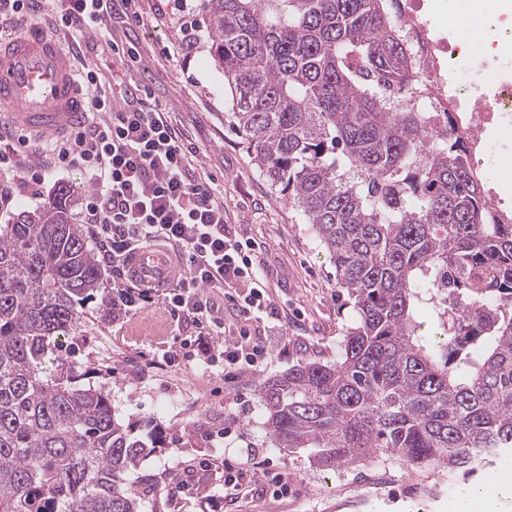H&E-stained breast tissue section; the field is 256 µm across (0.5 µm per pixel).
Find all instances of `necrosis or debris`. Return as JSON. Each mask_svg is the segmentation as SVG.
<instances>
[{"instance_id": "obj_1", "label": "necrosis or debris", "mask_w": 512, "mask_h": 512, "mask_svg": "<svg viewBox=\"0 0 512 512\" xmlns=\"http://www.w3.org/2000/svg\"><path fill=\"white\" fill-rule=\"evenodd\" d=\"M474 15L486 17L493 33L478 73L469 68L466 30L453 22L450 35H439L431 23L434 0H395L399 23L419 62L413 85L398 101L433 114L437 125L462 140L475 178L491 150L492 135L512 130V9L488 15L486 0H461Z\"/></svg>"}]
</instances>
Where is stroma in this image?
I'll list each match as a JSON object with an SVG mask.
<instances>
[{"instance_id":"obj_1","label":"stroma","mask_w":512,"mask_h":512,"mask_svg":"<svg viewBox=\"0 0 512 512\" xmlns=\"http://www.w3.org/2000/svg\"><path fill=\"white\" fill-rule=\"evenodd\" d=\"M168 0H139L143 25L112 16L106 26L72 39L56 22L54 0H45L39 22L63 43H78L79 66L95 65L99 87L112 83L110 42L134 45L124 80L147 88L162 111L184 133L188 146L224 197V219L261 246L273 317L252 323L271 353L260 375L225 381L220 370L194 361L167 363V351L189 336V321L171 311L167 291L153 303L106 319L98 299L82 307L80 333L57 340L82 385L105 388L117 417L135 429H153L157 446L140 460L126 482L141 496L140 512H512V453L478 478L409 472L382 456L368 465L337 471L314 467L305 452L269 447L262 380L311 359H334L355 321L353 301L339 288L334 264L310 225L288 197L272 190L252 162L241 138L224 119V77L210 54L209 15L195 0L192 18L199 39L188 52L172 51L182 34L167 19ZM241 475L238 499L224 498V467ZM287 475L291 491L273 500L267 474ZM379 498L362 502L364 486Z\"/></svg>"}]
</instances>
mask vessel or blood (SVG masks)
Instances as JSON below:
<instances>
[{
    "label": "vessel or blood",
    "mask_w": 512,
    "mask_h": 512,
    "mask_svg": "<svg viewBox=\"0 0 512 512\" xmlns=\"http://www.w3.org/2000/svg\"><path fill=\"white\" fill-rule=\"evenodd\" d=\"M87 113L73 54L56 37L33 22L0 38V116L10 128L57 139L84 125ZM173 263L172 253L156 247L135 250L127 261L131 276L149 288L174 283Z\"/></svg>",
    "instance_id": "1"
}]
</instances>
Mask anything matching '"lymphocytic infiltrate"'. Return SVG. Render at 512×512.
<instances>
[{
    "label": "lymphocytic infiltrate",
    "instance_id": "f902f5d3",
    "mask_svg": "<svg viewBox=\"0 0 512 512\" xmlns=\"http://www.w3.org/2000/svg\"><path fill=\"white\" fill-rule=\"evenodd\" d=\"M138 0H58L60 25L83 33L117 14L135 23L143 17ZM125 49L112 50V94L88 102V122L56 146L51 161L24 163L11 140L0 136V171L19 172L31 198L42 195L49 171L77 169L87 177L83 224L112 271L114 300L131 308L151 302L150 289L130 275L126 259L146 246H169L183 273L168 303L194 324L183 356L225 373H258L270 359L267 347L252 337L249 322L271 315L258 243L230 231L224 198L211 186L204 167L192 166V148L181 131L159 111L148 90L126 88ZM236 305L244 324L227 333L218 304Z\"/></svg>",
    "mask_w": 512,
    "mask_h": 512
}]
</instances>
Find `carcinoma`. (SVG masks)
I'll use <instances>...</instances> for the list:
<instances>
[{
    "mask_svg": "<svg viewBox=\"0 0 512 512\" xmlns=\"http://www.w3.org/2000/svg\"><path fill=\"white\" fill-rule=\"evenodd\" d=\"M228 123L328 251L357 319L334 360L259 395L272 448L328 470L391 456L468 474L512 451V224L465 152L397 108L417 71L392 0H206ZM70 194L0 224V512H140L153 449L74 367L46 368L103 290ZM442 333L421 339L422 295Z\"/></svg>",
    "mask_w": 512,
    "mask_h": 512,
    "instance_id": "obj_1",
    "label": "carcinoma"
}]
</instances>
